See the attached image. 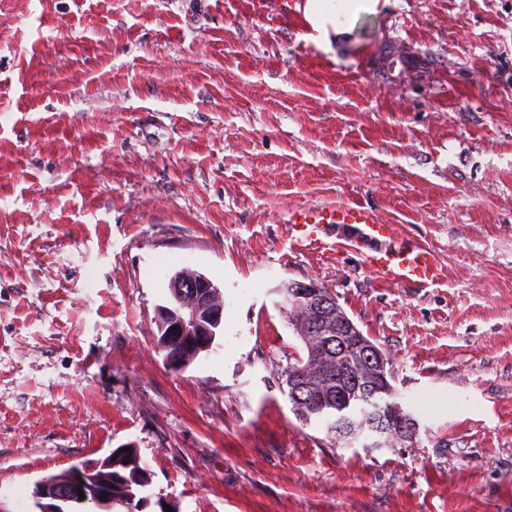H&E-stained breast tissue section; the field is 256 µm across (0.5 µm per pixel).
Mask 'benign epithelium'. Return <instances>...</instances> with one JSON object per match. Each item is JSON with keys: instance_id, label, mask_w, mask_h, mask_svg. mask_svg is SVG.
<instances>
[{"instance_id": "obj_1", "label": "benign epithelium", "mask_w": 512, "mask_h": 512, "mask_svg": "<svg viewBox=\"0 0 512 512\" xmlns=\"http://www.w3.org/2000/svg\"><path fill=\"white\" fill-rule=\"evenodd\" d=\"M421 64L420 56L389 45L378 57V68L388 78L403 75ZM289 298L299 307L311 330L325 331L335 327L347 330L346 350L361 355L372 365L376 380L388 383L392 360L372 340L366 338L339 304L336 295L315 283L290 281L285 284ZM169 302L156 308L155 322L165 332L160 348L165 363L182 370L212 341L223 322L224 301L220 288L204 273L182 269L168 275ZM177 330H172V327ZM112 457L93 467L74 466L62 478L46 477L35 486L34 497L38 512H70L74 503L94 502L112 508ZM85 498H80V495ZM106 499H101V495Z\"/></svg>"}]
</instances>
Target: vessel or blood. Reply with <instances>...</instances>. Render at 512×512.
Wrapping results in <instances>:
<instances>
[{
    "mask_svg": "<svg viewBox=\"0 0 512 512\" xmlns=\"http://www.w3.org/2000/svg\"><path fill=\"white\" fill-rule=\"evenodd\" d=\"M288 221L293 225H304L306 233L297 237L300 247H325L324 239L319 238L316 229L322 224H356L364 239L379 241L391 238V225L381 223L373 210L349 204H338L329 208H300L289 213ZM366 265L378 278L386 283H422L435 281L438 266L434 255L417 244L403 243L396 247H386L364 256Z\"/></svg>",
    "mask_w": 512,
    "mask_h": 512,
    "instance_id": "1",
    "label": "vessel or blood"
}]
</instances>
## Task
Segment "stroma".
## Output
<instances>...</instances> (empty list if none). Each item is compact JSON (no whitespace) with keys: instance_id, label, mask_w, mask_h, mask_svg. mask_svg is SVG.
I'll return each instance as SVG.
<instances>
[{"instance_id":"obj_1","label":"stroma","mask_w":512,"mask_h":512,"mask_svg":"<svg viewBox=\"0 0 512 512\" xmlns=\"http://www.w3.org/2000/svg\"><path fill=\"white\" fill-rule=\"evenodd\" d=\"M306 0H0V512L137 449L142 512H512V0H378L322 43ZM422 58L377 70L386 45ZM359 203L440 278L296 251ZM224 297L166 367L167 276ZM288 280L393 359L413 448L329 445L278 373ZM288 224L295 227L303 224L306 228L312 226L311 232L294 236L295 244L304 248L327 247L325 240L318 237L320 224H358L362 237L371 241L392 239L393 236L392 225L382 224L373 210L359 205L336 204L329 208H299L288 214Z\"/></svg>"}]
</instances>
